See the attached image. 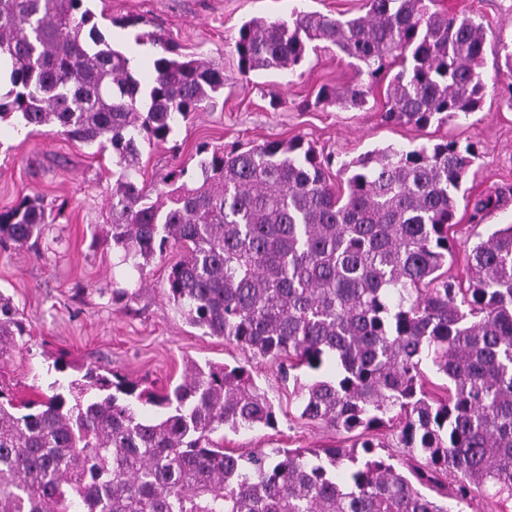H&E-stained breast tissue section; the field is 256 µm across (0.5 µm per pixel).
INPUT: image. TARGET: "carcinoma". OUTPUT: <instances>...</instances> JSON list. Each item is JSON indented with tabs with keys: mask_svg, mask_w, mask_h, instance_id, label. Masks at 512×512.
Wrapping results in <instances>:
<instances>
[{
	"mask_svg": "<svg viewBox=\"0 0 512 512\" xmlns=\"http://www.w3.org/2000/svg\"><path fill=\"white\" fill-rule=\"evenodd\" d=\"M87 0H0V59L11 89L0 121L112 150V247L139 275L170 248L165 295L186 322L254 356L288 362L300 417L355 434L350 448H277L246 456L223 430L273 427L272 403L243 366L196 362L162 392L89 367L39 402L0 400V512H462L473 489L512 509V224L474 243L466 279L453 259L463 179L475 160L454 141L388 146L343 163L299 139L208 150L197 171L138 180L140 146L215 104L224 70L158 40L154 78L99 32ZM325 43L370 82L318 102L362 107L390 77L387 123L467 119L486 84V31L425 0H363L337 17L252 18L235 40L242 76L293 77ZM512 108V50L502 43ZM43 203L0 213V252L37 246ZM26 334L0 292V360ZM331 361L329 380H301ZM445 380L427 389L426 371ZM157 408L150 416L140 407ZM423 460L407 476L378 431ZM452 473L447 492L439 475ZM428 487L431 496L421 491Z\"/></svg>",
	"mask_w": 512,
	"mask_h": 512,
	"instance_id": "cac0c4a2",
	"label": "carcinoma"
}]
</instances>
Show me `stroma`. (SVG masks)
<instances>
[{
	"label": "stroma",
	"instance_id": "obj_1",
	"mask_svg": "<svg viewBox=\"0 0 512 512\" xmlns=\"http://www.w3.org/2000/svg\"><path fill=\"white\" fill-rule=\"evenodd\" d=\"M361 0H90L105 37L127 36L150 47L164 36L224 71L214 110L190 117L167 142L142 144L141 181L154 187L160 174L179 166L195 171L196 148L255 145L302 137L347 162L367 151L411 148L444 140L478 153L465 176L470 199L492 197L490 210L458 208L453 228L456 259L448 273L466 274L465 254L478 235L512 222V109L502 103L497 61L502 42L512 43V0H436V9L466 15L487 31L483 76L486 93L469 119L419 129L386 124V86L378 84L363 107L319 104L321 85L340 89L366 84L352 59L336 48L310 55L300 77L260 72L243 77L234 43L251 18L290 19L293 10L357 12ZM112 154L44 128L29 132L17 119L0 123V212L25 197L40 198L51 214L37 249L0 253V291L9 294L27 334L0 361V393L14 401L41 400L59 374L87 367L142 382L157 391L179 382L188 361L242 364L274 406L275 427L225 431V450L241 454L274 448H348L349 434L301 419L293 384L276 363L251 357L223 338L190 326L164 295L171 249L145 271L147 285L116 301L127 286L109 235ZM65 371H55V362Z\"/></svg>",
	"mask_w": 512,
	"mask_h": 512
}]
</instances>
